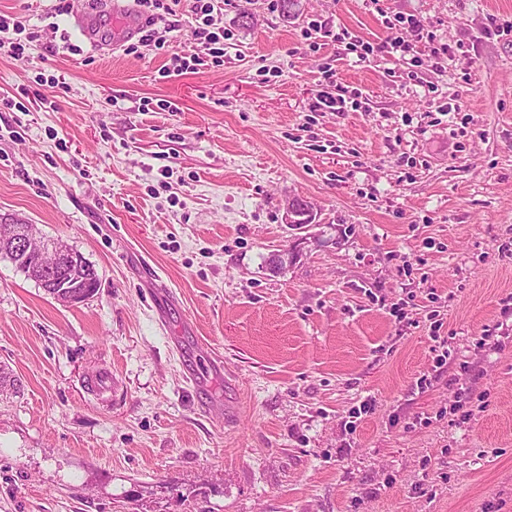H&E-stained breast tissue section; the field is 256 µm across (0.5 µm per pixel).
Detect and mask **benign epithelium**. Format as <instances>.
Wrapping results in <instances>:
<instances>
[{
    "label": "benign epithelium",
    "mask_w": 512,
    "mask_h": 512,
    "mask_svg": "<svg viewBox=\"0 0 512 512\" xmlns=\"http://www.w3.org/2000/svg\"><path fill=\"white\" fill-rule=\"evenodd\" d=\"M314 222L315 216L307 201L294 199L288 202L285 223L290 228L307 229ZM4 243L23 253L29 273L40 277L51 274L47 293L56 301L74 305L89 298L88 294L78 291L80 279L73 275L76 256L67 245L59 241L48 244L37 229L20 231L14 226L11 227L10 237L4 239Z\"/></svg>",
    "instance_id": "benign-epithelium-1"
}]
</instances>
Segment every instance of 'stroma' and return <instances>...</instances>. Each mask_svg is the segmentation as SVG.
Returning <instances> with one entry per match:
<instances>
[{
  "label": "stroma",
  "mask_w": 512,
  "mask_h": 512,
  "mask_svg": "<svg viewBox=\"0 0 512 512\" xmlns=\"http://www.w3.org/2000/svg\"><path fill=\"white\" fill-rule=\"evenodd\" d=\"M0 16V221L100 277L0 259V512H512V0H236L218 63ZM301 209V210H300ZM303 210L304 214H301ZM308 220V222H306ZM315 222V216L311 206L305 200L294 199L288 202L285 215V224L291 229H307ZM7 225L11 227L12 232L10 237L2 240L7 245L2 244L0 246V258L3 257L9 259L19 272H21L27 279L35 281V283L43 288V290L48 287L39 283L38 279L33 275H38L44 278L47 273H55L50 278L49 282L51 285L46 292L53 299L62 304L74 305L84 302L91 296L78 291V288H82L80 285V279L77 278L76 274H71V272L73 273V267H75L76 264L75 252L84 263V265L81 266V271L78 272L80 278L86 279L89 276L90 278L93 276L94 280L91 279L93 282H91L90 285L99 284V275L96 269L92 264L86 261L80 253L74 250L73 252L71 248L58 240L52 244L46 243L44 238L40 236L38 230L35 228V225L32 230H28L26 228L29 224H13L15 226L25 228L24 231L18 230L12 224ZM32 240L36 241L38 244V249L35 251L31 250L27 246L28 241ZM9 245H11L13 249L17 247L18 251L23 253V258L20 253L12 251ZM47 257L51 258L50 262L46 261Z\"/></svg>",
  "instance_id": "obj_1"
}]
</instances>
